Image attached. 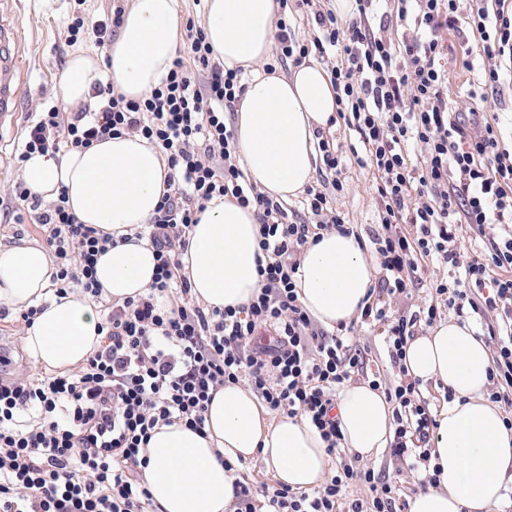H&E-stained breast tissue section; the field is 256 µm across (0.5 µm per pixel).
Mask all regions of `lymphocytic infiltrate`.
I'll list each match as a JSON object with an SVG mask.
<instances>
[{
	"instance_id": "1",
	"label": "lymphocytic infiltrate",
	"mask_w": 512,
	"mask_h": 512,
	"mask_svg": "<svg viewBox=\"0 0 512 512\" xmlns=\"http://www.w3.org/2000/svg\"><path fill=\"white\" fill-rule=\"evenodd\" d=\"M412 28L395 44L384 32L392 20ZM319 34L303 42L287 23L279 25L284 59L336 57L330 70L336 116L355 131L359 164L377 176L380 232L372 243L379 268L380 297L366 303L361 321L383 325L393 364L420 324H432L431 305L404 315L385 298L407 295L421 284L418 258L450 268L448 280L433 281L457 314L480 308L503 311L500 343L490 379L512 387V151L501 149L492 124L473 125L485 108L479 97L468 112L448 105V79L439 60L447 36L472 33L490 61L482 84L500 90L512 78V0H471L461 14L458 0H354L351 17L317 13ZM186 58L174 60L162 85L138 100L96 83V108L81 107L69 119L57 109L28 125L18 161L32 153L81 149L93 142L136 134L166 157L169 190L146 226L157 267L148 291L107 303L99 330L104 341L75 373L43 377L0 376V512H156L143 478L140 450L159 425L184 421L200 431L217 389L248 379L276 415L302 416L316 428L328 453L341 441L333 410L336 389L361 369L347 336L319 330L298 301L294 276L307 244L323 230L353 234V225L329 205L326 193L307 190L314 224L289 221L280 202L247 184L224 109L243 91L236 71L216 61L202 29L185 27ZM422 144L421 161L413 147ZM254 208L259 224L258 272L262 287L247 305L224 310L195 303L180 276L186 237L198 212L213 198ZM43 229L53 256L56 291L72 289L99 300L97 256L111 235L78 223L66 194L42 206L20 189ZM415 234H406L404 225ZM503 227L471 261L460 263L464 232ZM485 291L476 302L471 290ZM395 401L394 456L420 463L436 425L414 380L401 379ZM368 487L372 506L352 501L347 512H397V486L377 483L373 471L343 464L341 473L313 494L276 487L265 494L266 512H338L350 482Z\"/></svg>"
}]
</instances>
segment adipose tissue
<instances>
[{
    "mask_svg": "<svg viewBox=\"0 0 512 512\" xmlns=\"http://www.w3.org/2000/svg\"><path fill=\"white\" fill-rule=\"evenodd\" d=\"M205 38L225 67L242 68L245 89L235 104L234 137L247 178L275 200H289L311 183L316 132L336 114L329 73L315 60L288 74L267 72L276 38L277 0H205ZM180 32L177 0H131L119 35L105 57L74 53L58 85L67 104L88 101L108 77L114 91L137 100L161 84L172 67ZM167 160L137 135L107 139L58 153L32 154L22 177L31 193L56 199L66 192L77 222L111 234L95 277L104 297L121 301L151 287L156 259L139 231L167 190ZM259 227L252 208L216 198L192 225L181 261L191 293L206 308H238L261 288L257 272ZM56 269L45 248L23 241L0 243V304L39 307L24 339L32 359L51 369L83 365L103 340L98 307L58 296ZM375 268L360 241L322 232L300 258L295 276L301 306L334 329L359 317L374 284ZM402 364L413 379L452 393L436 417L428 472L432 488L414 494L408 512H491L512 482V428L502 408L483 395L490 361L483 337L444 320L409 339ZM341 446L367 460L392 442L393 407L385 391L362 382L336 395ZM144 455V480L157 512H234V477L225 463L261 459L277 485L309 491L330 466L326 445L301 417L272 416L246 383L218 389L203 431L181 422L157 427Z\"/></svg>",
    "mask_w": 512,
    "mask_h": 512,
    "instance_id": "obj_1",
    "label": "adipose tissue"
}]
</instances>
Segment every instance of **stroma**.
Returning a JSON list of instances; mask_svg holds the SVG:
<instances>
[{
    "label": "stroma",
    "instance_id": "1",
    "mask_svg": "<svg viewBox=\"0 0 512 512\" xmlns=\"http://www.w3.org/2000/svg\"><path fill=\"white\" fill-rule=\"evenodd\" d=\"M116 0H0V14L17 21L20 33L17 43L23 72L18 112L13 120L0 126V242L15 241L17 235L25 239L44 242L42 230L32 221L17 223L15 192L23 183L19 153L24 131L45 108L58 107L61 116H68L72 108L62 103L57 85L70 56L75 50L90 51V44L66 41L65 26L73 13L79 12L94 23L110 17ZM449 50L442 65L448 73V100L458 108H466L471 94L477 89V67L486 65L476 42L462 43L455 35H448ZM336 142L346 164L343 189L336 193L334 206L359 234L378 230L376 179L371 170L359 167L352 151L358 141L355 133L343 124L335 126ZM26 327L18 310H10L0 320V347L12 357L11 372L31 376L44 374L45 369L31 360L23 349ZM349 343L359 353L363 368L357 379L380 384L383 389L394 388L400 382V373L389 359V344L381 328L355 324L349 331ZM349 460L344 452H336L330 460L331 468ZM352 461V460H349ZM354 467L374 472L380 482L399 486L406 496L421 491L419 470L411 469L391 451H384L378 459L354 460Z\"/></svg>",
    "mask_w": 512,
    "mask_h": 512
}]
</instances>
